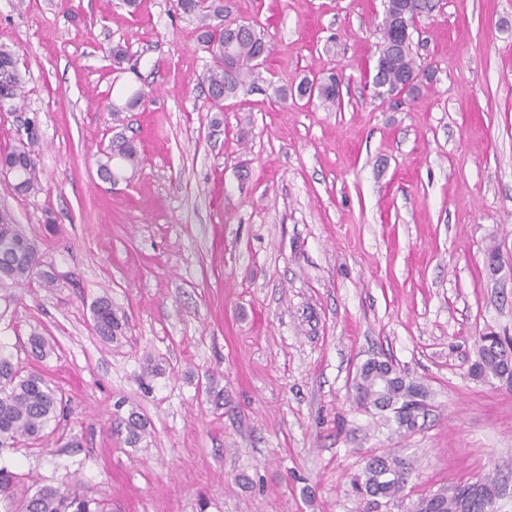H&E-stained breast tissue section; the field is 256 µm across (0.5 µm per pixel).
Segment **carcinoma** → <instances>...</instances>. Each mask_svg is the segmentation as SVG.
Listing matches in <instances>:
<instances>
[{
  "instance_id": "carcinoma-1",
  "label": "carcinoma",
  "mask_w": 512,
  "mask_h": 512,
  "mask_svg": "<svg viewBox=\"0 0 512 512\" xmlns=\"http://www.w3.org/2000/svg\"><path fill=\"white\" fill-rule=\"evenodd\" d=\"M176 8L200 22V40L210 55L211 64L203 76L208 99L218 115L211 125L223 123L219 112L224 100L234 98L246 86L258 88L260 59L269 52L265 35L252 24L235 27L224 25V0H176ZM431 8L429 0H388V15L378 25L380 42L376 46V71L372 84L375 97L385 99L404 94L413 97L419 91L424 73L412 50L411 37L405 25H414L415 17ZM339 79L327 77L306 79L296 87L297 96L317 98L325 106L338 100ZM0 95L9 111L28 113L24 81L17 67L14 51L0 48ZM146 101L143 91L135 90L121 104L109 106L112 120ZM26 137L17 144L0 150V173H12L5 183L11 192L26 195L41 187L38 167L39 141L36 118L23 122ZM139 157L133 142L119 134L112 138L108 150L98 160V173L105 182L114 183L127 168H136ZM40 279L41 286L51 288L54 276L40 269V260L25 233L0 234V286ZM93 328L100 339L110 343L122 332V324L112 311L111 303L100 298L92 307ZM30 354L44 358L53 350L50 341L37 333L28 338ZM476 377H512V337L486 335L479 339L478 359L472 365ZM357 405L365 410L373 407L388 411L398 427L417 429L420 411L416 398L427 397L425 388L406 378L388 360H370L362 365L355 378ZM65 410L63 397L40 375L22 374L11 358L0 355V448H11L23 440H39L49 423ZM128 441L135 444L146 433V422L132 412L125 420ZM404 473L402 460L391 456H373L366 461L362 473L354 476L352 486L373 498L390 499L399 489ZM498 495L495 480L481 477L458 485L451 493L438 492L421 500L415 512H494ZM0 509L3 512H104L100 503L68 488L50 484L39 487L31 495L19 494L18 475L0 467Z\"/></svg>"
}]
</instances>
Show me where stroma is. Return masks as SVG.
<instances>
[{"instance_id":"stroma-1","label":"stroma","mask_w":512,"mask_h":512,"mask_svg":"<svg viewBox=\"0 0 512 512\" xmlns=\"http://www.w3.org/2000/svg\"><path fill=\"white\" fill-rule=\"evenodd\" d=\"M432 3L411 36L433 79L396 102L372 85L383 0H224L271 52L216 128L175 0H0L41 143L40 191L0 190V211L55 277L0 288V353L68 401L44 438L0 449L22 490L68 485L109 512H413L490 473L512 512V381L470 373L479 337L512 336V0ZM330 72L336 107L276 95ZM117 131L140 165L112 185L97 161ZM102 297L125 324L108 344ZM372 358L427 389L421 428L356 408ZM387 453L408 470L372 506L351 479ZM93 328L103 342L110 343L122 332V324L112 311L111 303L100 298L92 307Z\"/></svg>"}]
</instances>
